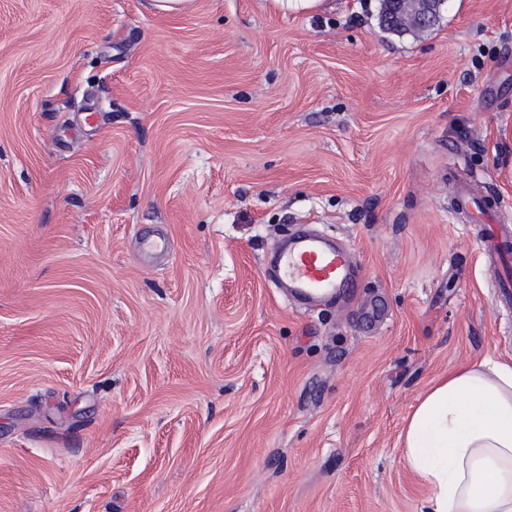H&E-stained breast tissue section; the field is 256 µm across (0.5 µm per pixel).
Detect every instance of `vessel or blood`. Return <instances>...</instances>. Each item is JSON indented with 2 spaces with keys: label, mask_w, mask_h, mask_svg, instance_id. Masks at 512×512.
Instances as JSON below:
<instances>
[{
  "label": "vessel or blood",
  "mask_w": 512,
  "mask_h": 512,
  "mask_svg": "<svg viewBox=\"0 0 512 512\" xmlns=\"http://www.w3.org/2000/svg\"><path fill=\"white\" fill-rule=\"evenodd\" d=\"M454 210L481 224L480 250L503 254L512 249V233L496 225L494 202L481 201L467 183L455 186ZM273 274L301 301L334 298L356 285L350 252L329 236L301 229L276 251Z\"/></svg>",
  "instance_id": "obj_1"
}]
</instances>
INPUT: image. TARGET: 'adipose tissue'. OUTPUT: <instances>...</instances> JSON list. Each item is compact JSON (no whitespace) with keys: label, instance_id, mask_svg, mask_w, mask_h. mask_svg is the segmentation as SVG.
<instances>
[{"label":"adipose tissue","instance_id":"obj_1","mask_svg":"<svg viewBox=\"0 0 512 512\" xmlns=\"http://www.w3.org/2000/svg\"><path fill=\"white\" fill-rule=\"evenodd\" d=\"M401 439L429 512H512V362L486 358L435 381Z\"/></svg>","mask_w":512,"mask_h":512}]
</instances>
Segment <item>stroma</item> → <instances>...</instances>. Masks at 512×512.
Masks as SVG:
<instances>
[{"label": "stroma", "mask_w": 512, "mask_h": 512, "mask_svg": "<svg viewBox=\"0 0 512 512\" xmlns=\"http://www.w3.org/2000/svg\"><path fill=\"white\" fill-rule=\"evenodd\" d=\"M0 0V512H423L430 383L512 359V0ZM96 113V122L86 119ZM354 254L304 310L294 225ZM395 5L391 0H382L381 4V14H380V24L383 29L403 33V32H422L431 29L438 23L440 14L435 18L432 24L428 25H417L412 24L409 20H398L395 17V12L393 11ZM499 204L496 201L482 203L467 183L460 182L455 186V212L465 214L476 224H483L481 237L476 240L478 248L502 256L510 249L512 241L508 229L504 228L500 231L496 225L497 210L494 208Z\"/></svg>", "instance_id": "stroma-1"}]
</instances>
